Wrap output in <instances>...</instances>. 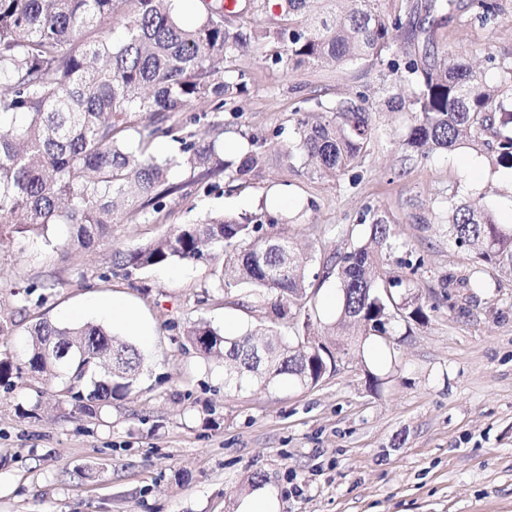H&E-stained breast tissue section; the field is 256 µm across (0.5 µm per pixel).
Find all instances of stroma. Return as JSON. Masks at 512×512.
Segmentation results:
<instances>
[{
  "label": "stroma",
  "mask_w": 512,
  "mask_h": 512,
  "mask_svg": "<svg viewBox=\"0 0 512 512\" xmlns=\"http://www.w3.org/2000/svg\"><path fill=\"white\" fill-rule=\"evenodd\" d=\"M498 21L484 25L467 6L435 25L437 58L466 51L489 80L512 60V0H495ZM275 45L226 64V77L250 72L247 95L227 104L215 135L205 104L176 118L202 137L236 143V162L266 140V162L248 182L224 176L208 188L177 168L179 184L159 218L121 213L110 236L83 249L65 246L67 229L42 240H0V355L22 359L38 317L68 323L97 303L121 297L152 332L142 348L135 393L94 418L59 397L58 382L22 374L0 386V512H238L253 490L275 494L278 512H512V279L464 288L472 255L449 243L442 208L453 194L483 198L498 223L512 224V188L500 166L460 149L404 160L405 112L381 106L389 55L364 64L290 70L273 64ZM495 62H488L487 52ZM358 93L378 104L375 136L359 166L336 180L313 176L284 152L295 111L320 112ZM478 159L480 173L466 167ZM389 216L399 249L386 266L406 278L402 259L421 261L414 287L427 321L397 323L391 345L369 343L344 356L313 387L280 381L231 391L224 368L180 345L179 329L205 319L236 332L266 325L275 294L214 286L208 263L174 262L124 278L112 252L168 234L207 212L278 217V233L310 246L322 277L323 332L333 320V256L364 234L366 209ZM46 286L43 305L21 301ZM383 380L373 391L370 375Z\"/></svg>",
  "instance_id": "stroma-1"
}]
</instances>
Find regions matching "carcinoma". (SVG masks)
I'll return each mask as SVG.
<instances>
[{"instance_id":"1","label":"carcinoma","mask_w":512,"mask_h":512,"mask_svg":"<svg viewBox=\"0 0 512 512\" xmlns=\"http://www.w3.org/2000/svg\"><path fill=\"white\" fill-rule=\"evenodd\" d=\"M310 0H209L192 26L182 23L177 0H0V238L40 235L50 245L48 228L69 226V244L88 248L117 223L118 205L162 211L177 187L168 182L174 167L199 171L209 181L224 173L218 138L205 140L176 124L169 114L198 101L213 105L219 117L227 101L248 90L241 70L224 79V63L274 42L284 53L272 57L291 69L346 66L370 61L392 49L394 33L423 40L420 54L390 62L389 88L408 86L406 97L390 95L387 105L412 114L402 146L406 156L425 158L487 145L495 138L496 163L512 167V62L498 66L489 83L463 52L438 60L429 48L426 20L453 14L456 0H320L310 15ZM469 8L488 23L497 17L493 0H470ZM116 12L126 16L117 43L90 33ZM268 15L254 26L234 19ZM312 122L298 109L296 141L287 156H303L313 174L334 180L368 155L375 126L366 97H341ZM179 144V154L149 151L157 139ZM263 144L237 162L233 178L247 180L264 161ZM446 231L460 249L474 255L475 267L461 279L466 288L485 287V275L512 277V225L499 224L481 199L448 197ZM368 239L336 255L332 274L338 303L325 335L312 336L311 320L295 322L304 310L319 316L311 281L314 255L299 253L288 239L261 234L257 217L245 223L222 214L175 227L167 236L112 253V268L127 278L173 261H207L209 249L222 250L215 270L217 287L245 286L274 292L276 327L226 334L205 320L187 325L181 347L221 359L225 380L269 387L266 376L314 386L336 371L335 357L369 340H388L395 323L426 318L421 295L384 270L397 249L387 216L362 215ZM85 346L86 358L67 365L48 354L55 344ZM265 350L261 366L252 351ZM143 365L138 349L102 324L87 321L60 326L42 318L29 328L24 365L0 357V385H12L22 370L56 373L59 392L85 413L97 416L112 400L131 394Z\"/></svg>"}]
</instances>
